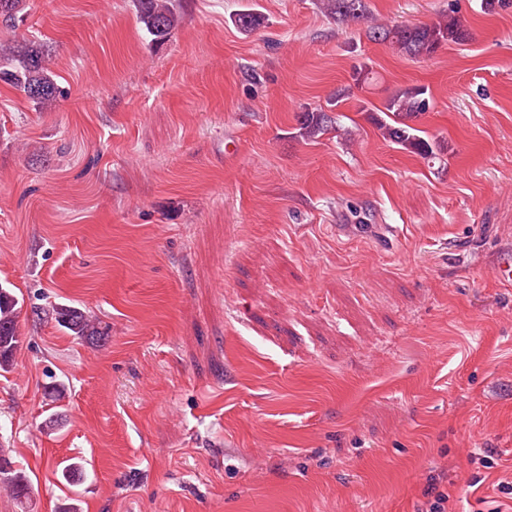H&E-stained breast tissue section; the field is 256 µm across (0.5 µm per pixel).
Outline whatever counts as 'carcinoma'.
<instances>
[{"mask_svg":"<svg viewBox=\"0 0 512 512\" xmlns=\"http://www.w3.org/2000/svg\"><path fill=\"white\" fill-rule=\"evenodd\" d=\"M136 15L141 28L154 43L167 39L181 20V13L173 0H134ZM23 0H0V19L13 22L17 19ZM325 12L349 24L367 18L363 0H322ZM236 25L251 32L263 24V18L253 9L240 11ZM368 37L386 43L398 52L411 58L429 56L448 43L461 44L469 38L462 19L453 10L436 21L423 25H382L368 28ZM0 54L17 61L12 70H0V80H7L22 91L39 108L55 105L61 95L45 64L42 45L34 40L18 48L3 49ZM431 107L427 89L411 86L392 94L384 104L382 116L375 118L378 129L385 139L400 149L409 151L429 161L437 158L438 145L418 135L415 122ZM331 117L318 109L301 113L298 119L299 136L305 140L318 139L331 127ZM17 297L7 288L0 287V370H11L21 337L18 334ZM58 325L74 338L100 344L106 341L103 329L86 312L79 308L61 304L53 309ZM66 483H80L86 472L78 462L66 464L59 472ZM0 487L11 493L14 499L23 501L29 497L31 485L26 471L16 465L6 454H0Z\"/></svg>","mask_w":512,"mask_h":512,"instance_id":"carcinoma-1","label":"carcinoma"}]
</instances>
